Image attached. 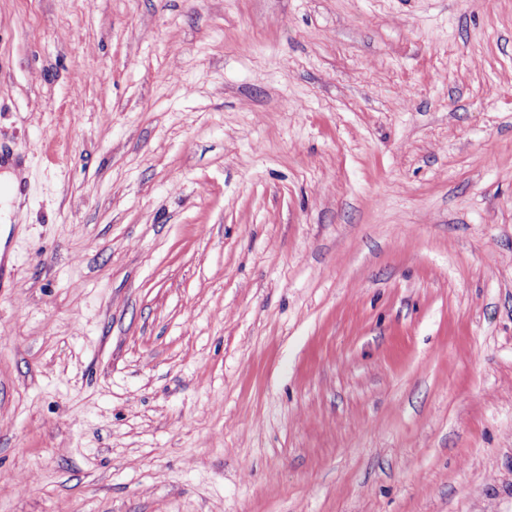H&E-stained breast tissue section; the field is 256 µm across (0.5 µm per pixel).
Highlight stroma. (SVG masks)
<instances>
[{"label": "stroma", "instance_id": "35a3bbf8", "mask_svg": "<svg viewBox=\"0 0 512 512\" xmlns=\"http://www.w3.org/2000/svg\"><path fill=\"white\" fill-rule=\"evenodd\" d=\"M0 512H512V0H0Z\"/></svg>", "mask_w": 512, "mask_h": 512}]
</instances>
